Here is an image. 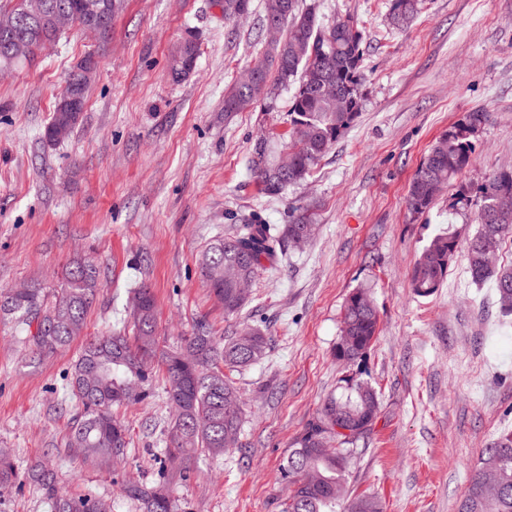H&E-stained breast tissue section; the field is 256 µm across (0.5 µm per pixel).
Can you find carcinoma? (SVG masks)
I'll return each mask as SVG.
<instances>
[{"label": "carcinoma", "mask_w": 512, "mask_h": 512, "mask_svg": "<svg viewBox=\"0 0 512 512\" xmlns=\"http://www.w3.org/2000/svg\"><path fill=\"white\" fill-rule=\"evenodd\" d=\"M251 0H224V22L250 10ZM49 11H69L87 28L91 16L112 14L116 0H41ZM419 0H391L390 19L401 28L414 21ZM282 20L291 28L280 43L267 45L275 74L260 68L250 81L232 83L224 95V112L258 108L276 112L281 94L295 87L288 107V142L268 139L251 152L250 170L263 194L275 197L285 188L307 180L336 140L357 119L362 109L359 86L364 79L363 48L357 23L350 17L333 21L319 18L315 6L305 9L299 0H265L264 22ZM60 31L46 18H21L17 31L0 32V70L32 62L41 42L55 40ZM28 41V54L12 53L15 40ZM199 53L193 35L172 52L169 73L178 81L188 75ZM78 112L54 111L45 139L56 144L68 138ZM486 114L473 112L440 135L421 161L409 185L406 206L422 214L469 164L471 138ZM479 227L467 244V264L476 283L494 280L499 308L512 315V267L497 266L494 257L502 242L512 237V169L500 171L480 188ZM316 225L298 219L289 224H262L257 219L232 226L203 253L201 266L216 301L227 316L245 306L259 277L277 269L287 249L308 242ZM454 233L435 235L423 249L411 276L414 293L434 294L448 275L458 251ZM100 269L89 261L71 268L65 283L48 291L31 282L21 294L0 291V314L9 315L24 329L25 344L35 358L57 353L79 336L99 288ZM132 335L97 336L83 347L71 373V389L80 411L72 420L68 446L80 450L85 462L109 470L127 455L129 429L112 408L150 397L154 369L163 368L167 395L176 415L165 440L164 454L180 467L158 469L152 483L125 481L122 492L136 512H177L174 488L189 472L187 463L206 453L222 456L236 447L243 408L237 389L224 369L248 367L266 354L268 342L255 323H245L228 340L213 336L208 321H197L193 333L174 349L164 350L156 330V306L150 289L137 290L132 302ZM379 314L363 289L345 303L342 329L334 347L337 360L362 359L378 333ZM374 388L350 378L330 395L320 416L297 439L283 465L288 495L282 512H383L375 494L352 495L348 490L351 460L357 442L367 437L379 412ZM336 447H330L331 442ZM38 487L51 512H112L111 501L94 494L72 495L59 490L51 460H36L22 468L11 449L0 448V486ZM460 512H512V429L501 432L482 454Z\"/></svg>", "instance_id": "1"}]
</instances>
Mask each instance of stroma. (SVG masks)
Segmentation results:
<instances>
[{
  "label": "stroma",
  "instance_id": "1",
  "mask_svg": "<svg viewBox=\"0 0 512 512\" xmlns=\"http://www.w3.org/2000/svg\"><path fill=\"white\" fill-rule=\"evenodd\" d=\"M319 16L351 15L363 34L362 110L308 181L262 194L248 160L263 134L282 136L284 112L224 115V88L264 61L263 0L224 22V0H123L108 39L74 26L32 64L0 71V289L59 287L75 257L105 269L81 336L32 358L13 319L0 318V447L19 464L50 455L63 491L111 498L135 512L121 482L153 480L171 409L163 379L152 395L116 409L130 451L116 471L83 464L65 435L78 405L66 375L93 337L132 328L129 300L148 286L157 333L171 345L206 319L215 335L260 321L269 349L230 378L244 403L236 449L200 455L176 485L179 512H281V467L327 395L355 377L379 394L380 412L350 468L352 494L384 512H458L487 446L512 428V323L493 281L475 284L457 253L441 287L417 296L412 269L425 245L452 229L477 230L479 188L512 168V0H422L414 21L389 23L390 0H303ZM193 33L199 56L181 81L172 48ZM96 73L71 135L44 131L67 77L85 57ZM483 112L468 166L426 213L406 208L408 186L442 133ZM301 218L317 227L261 275L235 316L215 303L199 259L241 219ZM368 291L380 330L363 361L333 348L345 302Z\"/></svg>",
  "mask_w": 512,
  "mask_h": 512
}]
</instances>
